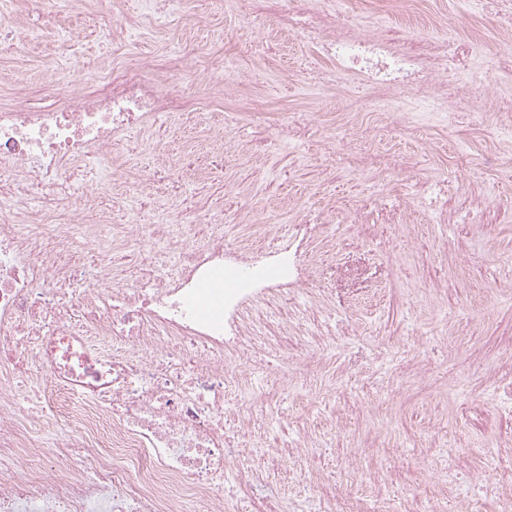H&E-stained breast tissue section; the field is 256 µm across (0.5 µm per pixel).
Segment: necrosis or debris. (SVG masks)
Returning <instances> with one entry per match:
<instances>
[{"label":"necrosis or debris","mask_w":512,"mask_h":512,"mask_svg":"<svg viewBox=\"0 0 512 512\" xmlns=\"http://www.w3.org/2000/svg\"><path fill=\"white\" fill-rule=\"evenodd\" d=\"M256 42L269 17L316 43L332 63L331 83L353 82L398 102L414 96L436 112H473L482 88L495 89L512 130V28L500 33L494 74L475 72L483 43L461 46L433 22L395 38L353 22L338 0H229ZM196 52L102 72L92 93L70 91L49 106L23 92L0 104V512H176L180 498L207 512H273L282 496L259 469L234 467L236 450L264 448L268 413L287 382L261 363L270 329L300 336L313 362L336 348L330 333L277 317L282 302L312 298L305 246L313 227L290 225L288 241L261 233L234 245L199 207L171 201L167 219L146 223L153 201L132 222L161 247L142 253L136 283L122 266L101 268L95 285L58 258L75 229L95 240L88 217L97 189L74 196L84 161L111 174L129 133L193 102L175 73L198 72ZM43 374L77 382V431L46 445L45 415L21 413L14 386ZM241 419V436L225 425ZM54 460L40 470L32 452Z\"/></svg>","instance_id":"necrosis-or-debris-1"}]
</instances>
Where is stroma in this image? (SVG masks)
<instances>
[{
	"label": "stroma",
	"instance_id": "1",
	"mask_svg": "<svg viewBox=\"0 0 512 512\" xmlns=\"http://www.w3.org/2000/svg\"><path fill=\"white\" fill-rule=\"evenodd\" d=\"M455 26L461 39L493 44L498 21L472 15L462 0H426ZM364 25L408 26L411 0H345ZM138 19L129 46L109 37L115 14ZM0 99L41 89L72 74L91 84L104 68L128 66L195 48L251 74L253 92L227 95L226 80L180 79L201 107L177 122L162 118L124 142L120 166L101 183L96 166L80 174L98 189L109 223L101 239L125 223L149 174L145 142L162 137L170 157L187 152L210 159L211 132L226 124L240 154L224 157V173L184 179L180 196L213 213L236 208L232 239L257 229L285 241L301 214L336 240V259L317 264L320 287L336 296L334 314L297 306L309 325L326 324L342 344L312 373L288 383L269 430L270 447L244 456L275 479L300 472L286 497H306L310 512L356 484L379 462L391 490L423 496L461 464L476 496L512 485V415L472 398L470 381L512 377V141L489 94L478 104L481 122L464 112L415 111L395 119L390 102L370 111L363 93L326 87L315 43L270 24L274 45L256 62L252 38L234 9L215 0H183L162 18L149 17L147 0H0ZM291 79H284V72ZM289 113L305 128L296 140L277 135ZM492 199L481 223H465L463 204ZM455 213L436 221V203ZM264 224L254 225L256 214ZM484 306L483 318L473 309ZM389 350H381L384 340ZM308 444L298 462L286 447Z\"/></svg>",
	"mask_w": 512,
	"mask_h": 512
}]
</instances>
